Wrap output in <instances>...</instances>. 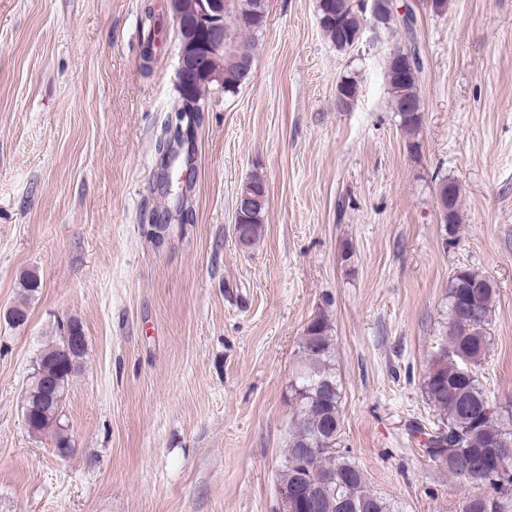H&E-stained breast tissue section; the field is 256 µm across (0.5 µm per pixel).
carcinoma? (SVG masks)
<instances>
[{
	"label": "carcinoma",
	"instance_id": "cac0c4a2",
	"mask_svg": "<svg viewBox=\"0 0 512 512\" xmlns=\"http://www.w3.org/2000/svg\"><path fill=\"white\" fill-rule=\"evenodd\" d=\"M246 12L243 24L230 29L224 56L209 53L206 63L224 69V92H233L251 73L237 61L239 51L256 50L253 34L266 23V0H232ZM409 18L386 15L381 30L402 31L409 47H397L387 62V80L393 109L400 126L412 137L420 123V87L418 74L423 70L419 47L414 41L415 10L407 6ZM322 31L339 51L349 50L365 30L368 21L362 0H318ZM210 86L196 84L197 102L191 106L179 100L168 116L155 146L159 159L170 156L172 142L178 137L174 121L182 112L192 113L194 128H199L205 112L206 92ZM357 84L343 80L336 88V108L348 111L357 98ZM435 193L450 199L440 212L446 229L455 228L458 218L460 187L450 178L436 183ZM267 207L251 211L245 219L248 239L254 244L263 231ZM496 288L490 279L471 268L457 269L448 282V332L432 355L423 379L427 404L440 416L435 437L421 439L422 446L446 449L437 464L453 477L487 484L490 494L474 496L462 502L461 512H500V499L512 491V428L501 423L502 414L489 400L478 369L488 350V326L492 321ZM87 340L81 325L71 321L59 342L49 344L34 365L24 396L25 424L33 435L49 432L54 436L55 455L66 460L75 450L68 425L62 421L60 402L70 379L86 355ZM298 367L290 383L297 414L282 451L280 486H308L325 474L336 475V486L322 492L318 512H399L387 498L370 489L360 468L340 448L341 384L336 375V347L327 315L318 313L302 336ZM321 437V450L305 468L293 466L301 457V445L312 436ZM508 467H499L500 459Z\"/></svg>",
	"mask_w": 512,
	"mask_h": 512
}]
</instances>
